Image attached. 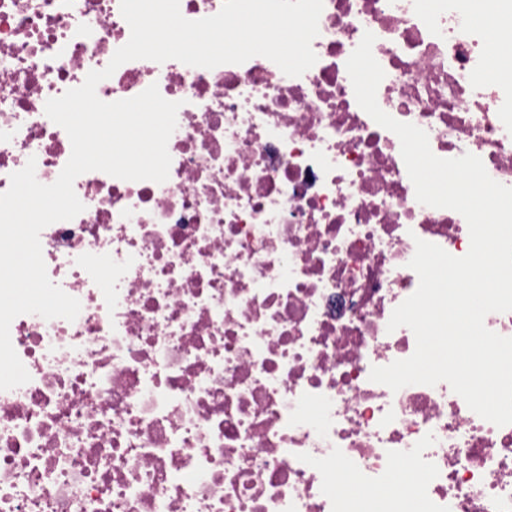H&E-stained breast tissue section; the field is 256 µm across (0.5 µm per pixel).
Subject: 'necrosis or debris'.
I'll return each instance as SVG.
<instances>
[{"mask_svg": "<svg viewBox=\"0 0 512 512\" xmlns=\"http://www.w3.org/2000/svg\"><path fill=\"white\" fill-rule=\"evenodd\" d=\"M367 31L379 106L512 187V114L475 77L498 68L492 38L448 0H323L299 77L261 56L122 64L102 101L154 84L180 104L169 177L84 173V211L42 230L81 311L10 326L30 380L0 391V512H347L381 486L376 512H512V424L445 382L369 378L416 349L387 329L416 240L461 257L470 235L417 201L398 137L358 105ZM129 38L120 0H0V193L31 159L57 179L71 142L46 101Z\"/></svg>", "mask_w": 512, "mask_h": 512, "instance_id": "1", "label": "necrosis or debris"}]
</instances>
